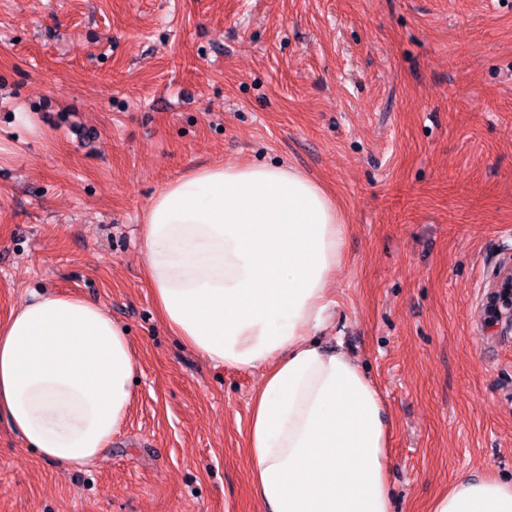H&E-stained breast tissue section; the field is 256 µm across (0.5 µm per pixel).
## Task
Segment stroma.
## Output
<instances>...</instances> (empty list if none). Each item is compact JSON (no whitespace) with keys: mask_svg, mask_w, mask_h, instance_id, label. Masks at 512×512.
I'll return each mask as SVG.
<instances>
[{"mask_svg":"<svg viewBox=\"0 0 512 512\" xmlns=\"http://www.w3.org/2000/svg\"><path fill=\"white\" fill-rule=\"evenodd\" d=\"M291 166L348 224L317 337L381 390L393 512L512 482V0H0V322L32 292L127 328L135 400L66 469L0 421V512H260L258 369L164 326L141 213L189 169ZM492 288H500L495 293L500 295V300L497 303L498 316L497 321H512V267L508 266L502 272L499 273L496 283ZM503 305L507 312L502 313L500 306Z\"/></svg>","mask_w":512,"mask_h":512,"instance_id":"stroma-1","label":"stroma"}]
</instances>
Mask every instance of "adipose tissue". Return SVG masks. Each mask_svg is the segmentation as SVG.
<instances>
[{
  "mask_svg": "<svg viewBox=\"0 0 512 512\" xmlns=\"http://www.w3.org/2000/svg\"><path fill=\"white\" fill-rule=\"evenodd\" d=\"M347 224L292 167L190 169L142 212L145 278L167 328L212 362L263 369L247 429L262 512H392L384 400L362 366L323 347ZM136 363L101 306L33 294L0 324V417L66 468L112 442ZM431 512H512V484L458 477Z\"/></svg>",
  "mask_w": 512,
  "mask_h": 512,
  "instance_id": "1",
  "label": "adipose tissue"
}]
</instances>
